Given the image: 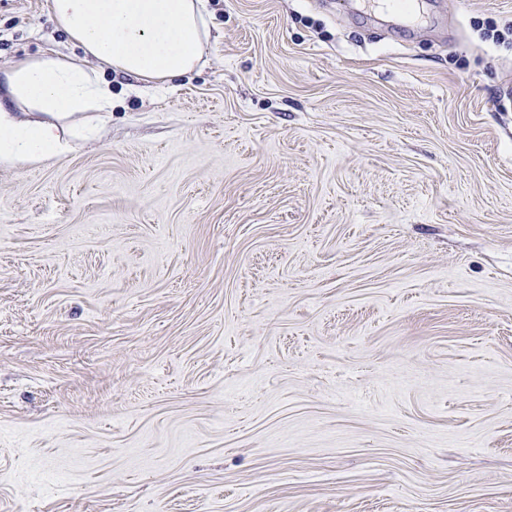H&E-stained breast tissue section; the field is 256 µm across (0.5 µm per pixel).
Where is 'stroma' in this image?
Listing matches in <instances>:
<instances>
[{
	"instance_id": "obj_1",
	"label": "stroma",
	"mask_w": 512,
	"mask_h": 512,
	"mask_svg": "<svg viewBox=\"0 0 512 512\" xmlns=\"http://www.w3.org/2000/svg\"><path fill=\"white\" fill-rule=\"evenodd\" d=\"M207 6L0 164V512H512V0Z\"/></svg>"
}]
</instances>
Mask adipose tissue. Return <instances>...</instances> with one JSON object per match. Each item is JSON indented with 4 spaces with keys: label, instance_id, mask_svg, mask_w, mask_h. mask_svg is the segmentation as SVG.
I'll use <instances>...</instances> for the list:
<instances>
[{
    "label": "adipose tissue",
    "instance_id": "adipose-tissue-1",
    "mask_svg": "<svg viewBox=\"0 0 512 512\" xmlns=\"http://www.w3.org/2000/svg\"><path fill=\"white\" fill-rule=\"evenodd\" d=\"M51 20L81 53L22 58L0 73V162L59 159L66 124L89 136L111 119L104 73L170 83L196 71L209 38L203 0H51Z\"/></svg>",
    "mask_w": 512,
    "mask_h": 512
}]
</instances>
